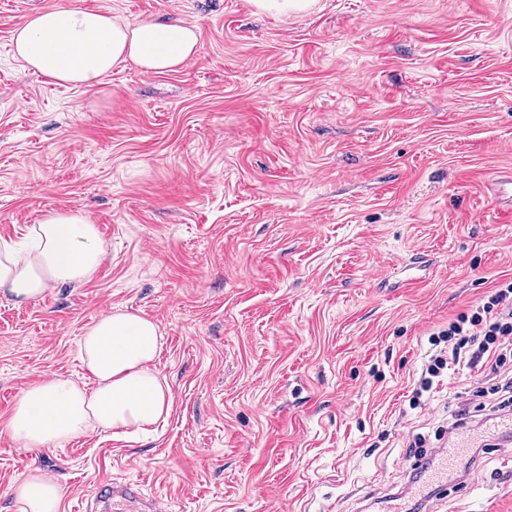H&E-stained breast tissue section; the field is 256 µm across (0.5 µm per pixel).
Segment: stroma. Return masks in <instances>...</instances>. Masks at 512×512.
Wrapping results in <instances>:
<instances>
[{
  "instance_id": "stroma-1",
  "label": "stroma",
  "mask_w": 512,
  "mask_h": 512,
  "mask_svg": "<svg viewBox=\"0 0 512 512\" xmlns=\"http://www.w3.org/2000/svg\"><path fill=\"white\" fill-rule=\"evenodd\" d=\"M58 0H0V243L80 210L101 265L15 305L0 293V512L31 467L84 512L100 480L167 512H418L409 438L436 445L469 399L444 372L410 399L429 337L512 278V0H85L199 28L175 71L126 63L94 86L24 69L12 32ZM127 311L163 336L172 395L143 434L16 448L21 390L89 383L84 331ZM440 497L512 512V437L473 417ZM256 8L278 14L289 12H302L310 9L312 0H253Z\"/></svg>"
}]
</instances>
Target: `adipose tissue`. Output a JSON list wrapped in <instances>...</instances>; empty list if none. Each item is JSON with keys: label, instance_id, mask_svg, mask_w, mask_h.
<instances>
[{"label": "adipose tissue", "instance_id": "adipose-tissue-1", "mask_svg": "<svg viewBox=\"0 0 512 512\" xmlns=\"http://www.w3.org/2000/svg\"><path fill=\"white\" fill-rule=\"evenodd\" d=\"M24 67L69 86L97 83L132 63L146 73L175 70L198 51L199 31L184 22L134 23L58 0L26 16L12 36ZM103 249L82 212H50L31 228L27 248L0 246V291L18 302L41 299L49 288L88 279ZM162 346L155 322L117 311L93 323L80 340L81 359L93 389L56 377L17 396L7 429L21 449L57 448L95 428L115 434L142 430L171 411L168 386L153 367ZM17 512H60L65 489L58 477L34 468L12 488Z\"/></svg>", "mask_w": 512, "mask_h": 512}]
</instances>
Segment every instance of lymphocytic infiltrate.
Wrapping results in <instances>:
<instances>
[{"mask_svg": "<svg viewBox=\"0 0 512 512\" xmlns=\"http://www.w3.org/2000/svg\"><path fill=\"white\" fill-rule=\"evenodd\" d=\"M435 351L420 379V391H429L434 378L456 367L473 373L478 386L476 408L456 407L454 427L464 426L472 410H512V376L503 372L512 355V281H503L480 302L450 318L433 340Z\"/></svg>", "mask_w": 512, "mask_h": 512, "instance_id": "f902f5d3", "label": "lymphocytic infiltrate"}]
</instances>
